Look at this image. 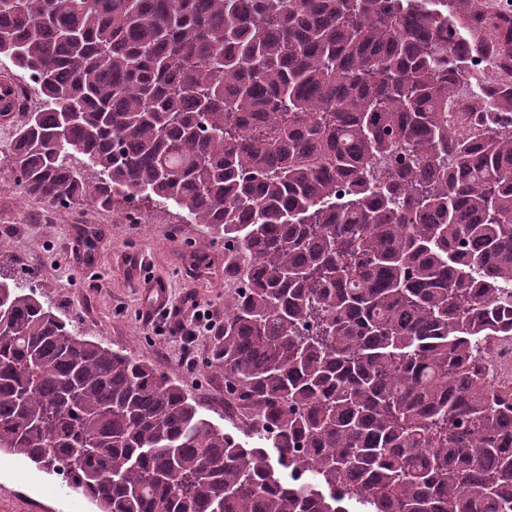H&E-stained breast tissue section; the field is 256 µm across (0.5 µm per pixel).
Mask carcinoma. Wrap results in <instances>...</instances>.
Here are the masks:
<instances>
[{"label":"carcinoma","mask_w":512,"mask_h":512,"mask_svg":"<svg viewBox=\"0 0 512 512\" xmlns=\"http://www.w3.org/2000/svg\"><path fill=\"white\" fill-rule=\"evenodd\" d=\"M1 57L26 194L171 204L240 287L226 428L0 281V452L98 512H512L511 7L0 0ZM482 363L491 383L512 386V336H503L487 345Z\"/></svg>","instance_id":"obj_1"}]
</instances>
